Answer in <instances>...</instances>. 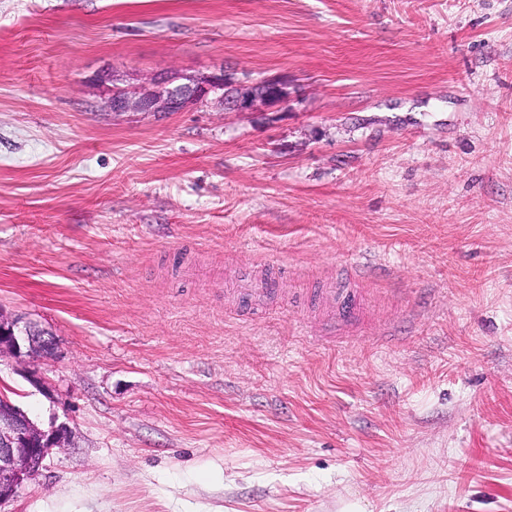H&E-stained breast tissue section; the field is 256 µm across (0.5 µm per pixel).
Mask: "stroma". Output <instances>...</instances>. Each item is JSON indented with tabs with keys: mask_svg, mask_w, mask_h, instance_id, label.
Masks as SVG:
<instances>
[{
	"mask_svg": "<svg viewBox=\"0 0 512 512\" xmlns=\"http://www.w3.org/2000/svg\"><path fill=\"white\" fill-rule=\"evenodd\" d=\"M220 68L288 109L103 107ZM0 312L74 433L0 512H512V0H0ZM285 272L279 270L275 273L262 288H253L249 282H244L241 285L240 295L250 300V307L247 310V314L258 316L263 312V303L266 296L274 289L273 286L276 282L284 276ZM323 297L332 300V310L322 321L324 336H335L358 319L364 298L358 288H329L322 292ZM55 346L54 336L31 321L0 312V356L8 354L23 363L35 355H50Z\"/></svg>",
	"mask_w": 512,
	"mask_h": 512,
	"instance_id": "1",
	"label": "stroma"
}]
</instances>
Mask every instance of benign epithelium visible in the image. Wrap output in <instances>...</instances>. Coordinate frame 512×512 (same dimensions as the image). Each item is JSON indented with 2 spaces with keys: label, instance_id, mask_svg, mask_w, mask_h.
<instances>
[{
  "label": "benign epithelium",
  "instance_id": "1",
  "mask_svg": "<svg viewBox=\"0 0 512 512\" xmlns=\"http://www.w3.org/2000/svg\"><path fill=\"white\" fill-rule=\"evenodd\" d=\"M211 97L234 112H249L258 102L281 108L290 102L288 82L282 78L245 85L221 70L187 83L165 80L157 93L115 91L105 99L104 108L109 112H180ZM54 346V337L47 331L21 316H6L0 311V355L8 354L23 363L35 355L51 354ZM70 434L69 425L55 419L46 428L40 426L0 393V507L18 496L53 449L65 446Z\"/></svg>",
  "mask_w": 512,
  "mask_h": 512
}]
</instances>
